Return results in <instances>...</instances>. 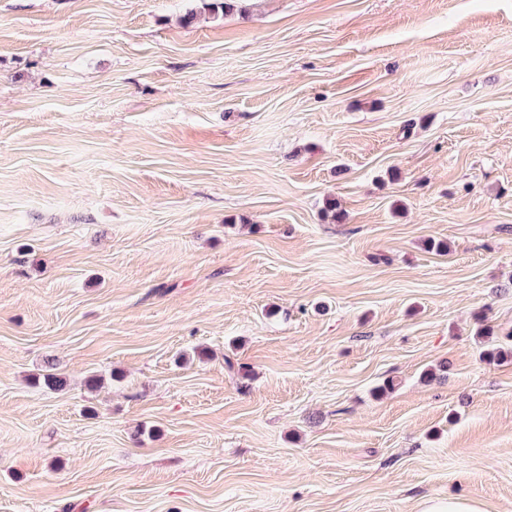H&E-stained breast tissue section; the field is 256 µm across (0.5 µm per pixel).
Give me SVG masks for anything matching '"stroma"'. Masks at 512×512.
<instances>
[{
    "instance_id": "stroma-1",
    "label": "stroma",
    "mask_w": 512,
    "mask_h": 512,
    "mask_svg": "<svg viewBox=\"0 0 512 512\" xmlns=\"http://www.w3.org/2000/svg\"><path fill=\"white\" fill-rule=\"evenodd\" d=\"M208 2L0 0V512H512V0ZM422 512H481V509L463 500H440L428 501Z\"/></svg>"
}]
</instances>
